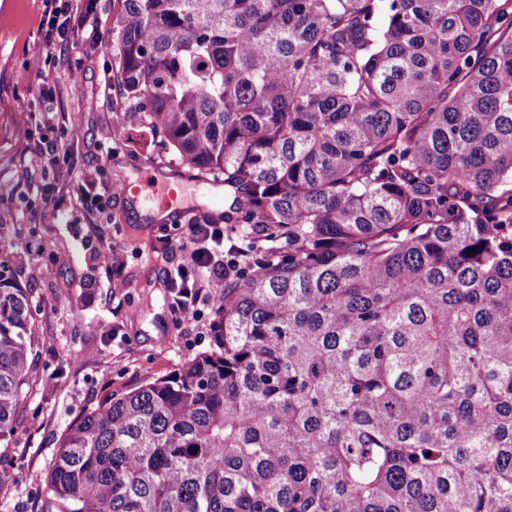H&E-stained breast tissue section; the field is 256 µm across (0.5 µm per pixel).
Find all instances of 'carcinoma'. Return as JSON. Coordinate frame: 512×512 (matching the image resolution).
<instances>
[{"label":"carcinoma","mask_w":512,"mask_h":512,"mask_svg":"<svg viewBox=\"0 0 512 512\" xmlns=\"http://www.w3.org/2000/svg\"><path fill=\"white\" fill-rule=\"evenodd\" d=\"M121 4L115 85L268 246L39 512H512V0ZM31 318L0 257L1 448Z\"/></svg>","instance_id":"obj_1"}]
</instances>
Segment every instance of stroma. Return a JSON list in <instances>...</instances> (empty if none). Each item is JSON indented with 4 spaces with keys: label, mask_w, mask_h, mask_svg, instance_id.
<instances>
[{
    "label": "stroma",
    "mask_w": 512,
    "mask_h": 512,
    "mask_svg": "<svg viewBox=\"0 0 512 512\" xmlns=\"http://www.w3.org/2000/svg\"><path fill=\"white\" fill-rule=\"evenodd\" d=\"M119 0H100L99 45L48 43L42 31L45 0H0V256L16 282L32 291L35 371L22 418L8 450V472L26 470V483L0 494V512H32L43 473L73 420L119 395L168 375L208 349L205 309L198 323L177 326L159 251L163 233L177 234L188 219L224 203V186L207 179L182 184L177 218L158 220L137 194L144 171L184 174L140 114L129 112L117 86L106 84L112 56V20ZM78 84L68 80L70 72ZM52 90L45 103L42 90ZM125 113L120 141L103 147L100 132ZM49 135L70 156L43 172L34 143ZM127 257V288L108 283L105 257ZM69 263L53 267L54 253ZM107 324L112 333L98 335ZM56 380L48 389L47 380Z\"/></svg>",
    "instance_id": "35a3bbf8"
}]
</instances>
